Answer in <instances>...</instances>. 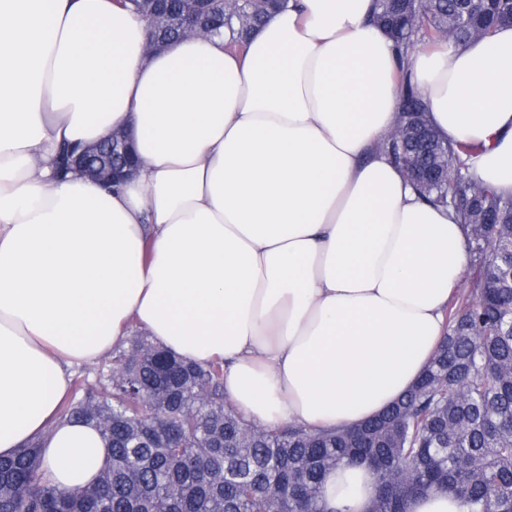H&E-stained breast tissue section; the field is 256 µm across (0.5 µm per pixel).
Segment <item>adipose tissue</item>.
<instances>
[{
  "label": "adipose tissue",
  "mask_w": 512,
  "mask_h": 512,
  "mask_svg": "<svg viewBox=\"0 0 512 512\" xmlns=\"http://www.w3.org/2000/svg\"><path fill=\"white\" fill-rule=\"evenodd\" d=\"M371 4L288 0L245 53L149 54L115 0H0L1 457L36 440L57 488L93 481L108 446L58 405L134 328L223 360L227 404L268 428H351L418 379L469 229L382 148L400 97ZM408 63L471 178L512 194V26ZM117 129L133 179L55 178L58 146ZM372 483L340 467L324 493L367 512Z\"/></svg>",
  "instance_id": "1"
}]
</instances>
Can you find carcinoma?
Returning a JSON list of instances; mask_svg holds the SVG:
<instances>
[{
	"mask_svg": "<svg viewBox=\"0 0 512 512\" xmlns=\"http://www.w3.org/2000/svg\"><path fill=\"white\" fill-rule=\"evenodd\" d=\"M284 4L224 6L225 47L244 52L252 32ZM373 5L396 51L400 101L413 104L403 125L427 131V144H414L425 166L448 159V180L418 183L421 195L433 204L454 200L462 224L485 212L507 220L481 228L478 245L493 249L512 236V194L481 184L474 198L460 187L466 163L429 124L407 56L418 43L471 41L461 24L468 15L483 20V37L512 25V0ZM383 148L402 165L401 138ZM447 320L448 333L408 393L354 429L319 433L290 425L256 430L224 405V361H181L138 332L130 351L116 357L107 395L76 379L58 410L60 420L92 423L107 440L109 458L95 481L60 491L31 444L0 457V512H341L326 508L323 479L357 464L375 478L368 512H406L412 498L430 491L452 495L466 512H512L511 253L480 265Z\"/></svg>",
	"mask_w": 512,
	"mask_h": 512,
	"instance_id": "obj_1",
	"label": "carcinoma"
}]
</instances>
